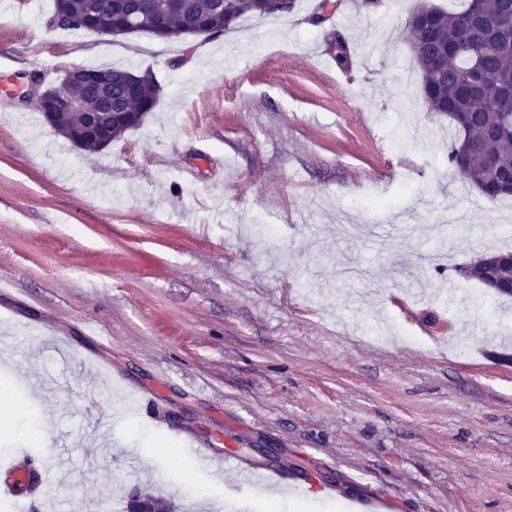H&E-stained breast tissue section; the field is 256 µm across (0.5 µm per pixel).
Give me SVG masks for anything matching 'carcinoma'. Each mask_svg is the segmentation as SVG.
Returning <instances> with one entry per match:
<instances>
[{
	"instance_id": "1",
	"label": "carcinoma",
	"mask_w": 512,
	"mask_h": 512,
	"mask_svg": "<svg viewBox=\"0 0 512 512\" xmlns=\"http://www.w3.org/2000/svg\"><path fill=\"white\" fill-rule=\"evenodd\" d=\"M88 0H55L54 15L69 16L72 29L91 30L85 24ZM165 39H179L190 30L217 33L235 26L247 14L271 15L268 0H166ZM512 15V0H469L461 12H450L433 4L415 5L406 22V37L411 43L416 64L422 74L421 92L431 111L448 116L456 137L448 146V164L465 180L474 184L490 200L511 197L512 183V47L501 48L491 41L499 21ZM136 33L157 35L158 20L140 14L133 26ZM480 68L481 94L474 100L461 85V75L472 65ZM103 79L90 86L69 89L86 110L97 109L104 97L112 98L116 115L107 119V130L118 139L135 125L131 112H150L160 90L148 80L131 81V70L98 68ZM53 126L62 136L83 133L84 116L78 112H59ZM497 163V176H491L486 156ZM509 276L505 267L481 266L468 276L486 284L491 274Z\"/></svg>"
}]
</instances>
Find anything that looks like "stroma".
<instances>
[{
  "instance_id": "stroma-1",
  "label": "stroma",
  "mask_w": 512,
  "mask_h": 512,
  "mask_svg": "<svg viewBox=\"0 0 512 512\" xmlns=\"http://www.w3.org/2000/svg\"><path fill=\"white\" fill-rule=\"evenodd\" d=\"M338 2L105 41L51 26L54 0H0V462L51 465L48 512L134 491L179 512H512V297L464 274L512 251V201L448 164L415 0ZM82 66L160 87L96 153L22 98L28 73ZM195 436L272 460L291 500ZM309 474L340 496L296 491Z\"/></svg>"
}]
</instances>
